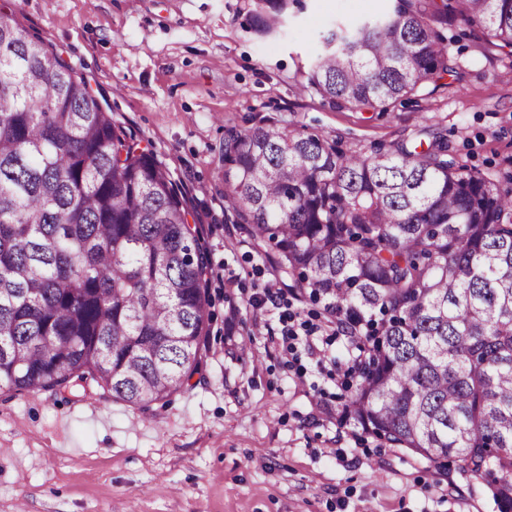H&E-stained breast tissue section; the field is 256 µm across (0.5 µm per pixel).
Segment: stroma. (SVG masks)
Listing matches in <instances>:
<instances>
[{
  "label": "stroma",
  "mask_w": 512,
  "mask_h": 512,
  "mask_svg": "<svg viewBox=\"0 0 512 512\" xmlns=\"http://www.w3.org/2000/svg\"><path fill=\"white\" fill-rule=\"evenodd\" d=\"M102 94L185 192L209 252L206 369L148 414L110 394L0 391V512H498L460 464H430L346 421L351 351L287 361L258 306L276 277L224 221V130L273 125L369 155L443 135L449 155L512 182V57L459 21L455 72L388 111L324 102L305 88L319 35L387 0H303L260 36L253 0H5Z\"/></svg>",
  "instance_id": "obj_1"
}]
</instances>
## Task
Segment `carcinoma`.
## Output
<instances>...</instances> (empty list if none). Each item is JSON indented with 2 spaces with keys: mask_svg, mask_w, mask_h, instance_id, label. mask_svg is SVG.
<instances>
[{
  "mask_svg": "<svg viewBox=\"0 0 512 512\" xmlns=\"http://www.w3.org/2000/svg\"><path fill=\"white\" fill-rule=\"evenodd\" d=\"M290 0H256L278 28ZM338 22L306 84L387 110L454 72L438 25L512 56V0H390ZM224 201L272 271L352 330L348 421L512 512V186L446 139L348 154L318 133L224 129ZM188 201L103 97L0 12V391L112 394L141 412L204 369L210 267Z\"/></svg>",
  "mask_w": 512,
  "mask_h": 512,
  "instance_id": "1",
  "label": "carcinoma"
}]
</instances>
